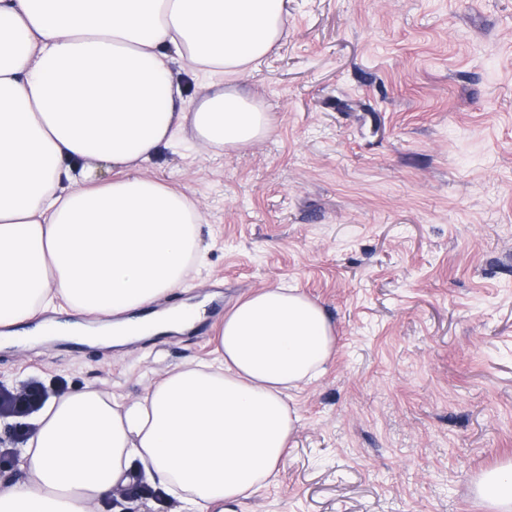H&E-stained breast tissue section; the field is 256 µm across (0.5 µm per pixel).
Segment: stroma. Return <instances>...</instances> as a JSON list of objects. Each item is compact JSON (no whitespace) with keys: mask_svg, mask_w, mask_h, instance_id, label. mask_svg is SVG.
<instances>
[{"mask_svg":"<svg viewBox=\"0 0 512 512\" xmlns=\"http://www.w3.org/2000/svg\"><path fill=\"white\" fill-rule=\"evenodd\" d=\"M287 37L241 85L272 121L146 176L203 217L205 261L161 307L200 326L122 347L0 345V385L125 399L214 357L223 309L287 283L336 350L293 394L278 476L234 512H490L512 464V0H285ZM478 496L490 505L494 512L512 510V465L486 472L477 488Z\"/></svg>","mask_w":512,"mask_h":512,"instance_id":"obj_1","label":"stroma"}]
</instances>
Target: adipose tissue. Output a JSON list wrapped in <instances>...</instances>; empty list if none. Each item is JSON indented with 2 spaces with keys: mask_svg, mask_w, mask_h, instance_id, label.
Returning a JSON list of instances; mask_svg holds the SVG:
<instances>
[{
  "mask_svg": "<svg viewBox=\"0 0 512 512\" xmlns=\"http://www.w3.org/2000/svg\"><path fill=\"white\" fill-rule=\"evenodd\" d=\"M284 0H0V325L47 312L106 315L95 342L180 333L204 302L155 310L184 288L201 218L143 165L192 139L235 150L268 135V113L235 81L286 34ZM206 79L185 99L170 65ZM110 165L102 179L91 162ZM336 347L324 308L269 286L224 315L217 361L176 366L138 397L93 386L53 396L0 512H101L143 476L174 512H224L276 475L295 432L288 391ZM512 512V466L477 488Z\"/></svg>",
  "mask_w": 512,
  "mask_h": 512,
  "instance_id": "1",
  "label": "adipose tissue"
}]
</instances>
